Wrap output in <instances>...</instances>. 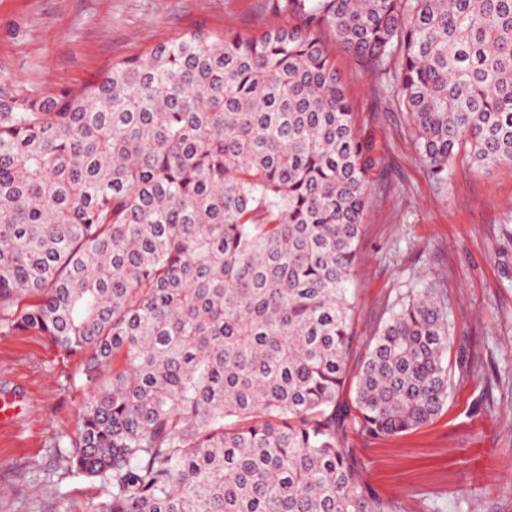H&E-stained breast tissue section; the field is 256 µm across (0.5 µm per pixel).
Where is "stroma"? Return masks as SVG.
Instances as JSON below:
<instances>
[{
  "mask_svg": "<svg viewBox=\"0 0 512 512\" xmlns=\"http://www.w3.org/2000/svg\"><path fill=\"white\" fill-rule=\"evenodd\" d=\"M269 0H0V101L98 80L114 61L192 32L283 25ZM330 50L376 163L352 291L358 364L402 294L438 282L454 323L451 395L422 428L371 439L349 431L362 481L400 512H512V166L459 158L447 184L421 162L407 112L380 75ZM79 367L42 337L0 334V398L23 409L0 424V512H93L96 485L66 474L52 446L84 402Z\"/></svg>",
  "mask_w": 512,
  "mask_h": 512,
  "instance_id": "obj_1",
  "label": "stroma"
}]
</instances>
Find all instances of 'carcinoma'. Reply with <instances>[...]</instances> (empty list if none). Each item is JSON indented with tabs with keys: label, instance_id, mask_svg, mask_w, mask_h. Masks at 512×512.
<instances>
[{
	"label": "carcinoma",
	"instance_id": "cac0c4a2",
	"mask_svg": "<svg viewBox=\"0 0 512 512\" xmlns=\"http://www.w3.org/2000/svg\"><path fill=\"white\" fill-rule=\"evenodd\" d=\"M0 105V333L82 359L53 441L95 512H397L344 446L448 402V306L398 299L348 362L372 164L319 33L388 77L442 185L512 166V0H271ZM350 399H343L344 389Z\"/></svg>",
	"mask_w": 512,
	"mask_h": 512
}]
</instances>
